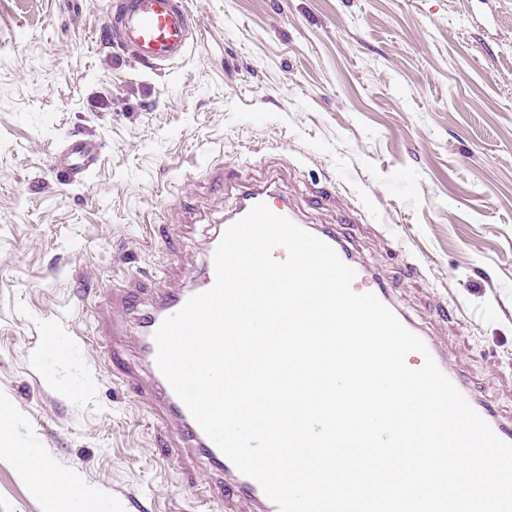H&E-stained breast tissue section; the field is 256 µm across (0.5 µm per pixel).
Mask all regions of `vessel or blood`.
Listing matches in <instances>:
<instances>
[{
	"label": "vessel or blood",
	"instance_id": "vessel-or-blood-1",
	"mask_svg": "<svg viewBox=\"0 0 512 512\" xmlns=\"http://www.w3.org/2000/svg\"><path fill=\"white\" fill-rule=\"evenodd\" d=\"M105 27L111 45L130 52L142 65L160 70L173 67L184 58L195 40L197 22L188 0H110ZM101 156L100 142L75 135L54 150L51 166L64 183L81 185L97 169ZM259 203L266 204L274 213L288 219L297 217L287 196L266 182L242 191L237 207L225 217V225H232L243 218ZM309 231L331 246L341 261L353 269V292L374 294L385 306H393L384 277L355 258L348 238L326 226L313 225ZM215 280L213 255L208 252L204 255L194 286H175L148 300L144 299L142 288L135 285L125 287L115 305L118 315L112 320V360L117 364L112 378L149 404L167 435L170 451L187 453L202 465L203 481L198 492L202 502L208 504L216 499L224 500L230 512H279L261 485L242 474L203 432L157 367L154 335L162 321L182 309L192 296L209 290ZM132 313L138 317L136 348L141 362L148 369L144 376L122 364L124 351L119 340L122 318ZM399 319L407 329L423 339L428 349L424 355L417 352L408 354L407 364L417 369L423 365L425 356H432L442 373L494 434L512 443V416H502L480 400L463 375L452 367L447 353L441 350L434 337L426 334L423 327L407 314H400Z\"/></svg>",
	"mask_w": 512,
	"mask_h": 512
}]
</instances>
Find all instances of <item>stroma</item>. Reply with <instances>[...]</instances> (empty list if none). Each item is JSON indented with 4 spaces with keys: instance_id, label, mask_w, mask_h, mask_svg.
<instances>
[{
    "instance_id": "35a3bbf8",
    "label": "stroma",
    "mask_w": 512,
    "mask_h": 512,
    "mask_svg": "<svg viewBox=\"0 0 512 512\" xmlns=\"http://www.w3.org/2000/svg\"><path fill=\"white\" fill-rule=\"evenodd\" d=\"M197 45L153 70L107 0H0V401L10 441L100 512H224L96 342L112 294L192 284L243 184L335 225L512 414V0H189ZM100 141L84 184L50 168ZM49 503L0 452V512ZM101 156L100 142L74 135L54 150L51 166L64 183L81 185L97 169Z\"/></svg>"
}]
</instances>
